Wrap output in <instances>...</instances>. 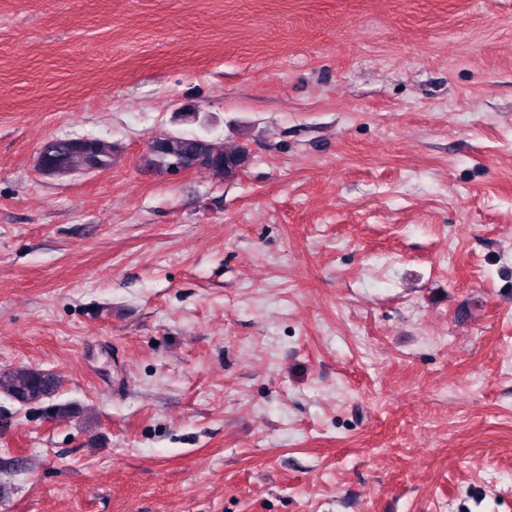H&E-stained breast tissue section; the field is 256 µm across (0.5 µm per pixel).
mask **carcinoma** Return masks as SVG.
Here are the masks:
<instances>
[{
    "label": "carcinoma",
    "instance_id": "cac0c4a2",
    "mask_svg": "<svg viewBox=\"0 0 512 512\" xmlns=\"http://www.w3.org/2000/svg\"><path fill=\"white\" fill-rule=\"evenodd\" d=\"M51 162V172L89 173L112 165V143L101 138H52L41 147ZM208 156L206 168L233 177L245 166L247 151L241 147L226 151L218 143L200 135L169 134L148 148L147 165L155 170L171 172L193 165ZM59 389L57 377L48 371L18 366L0 374V392L23 404H37L53 396Z\"/></svg>",
    "mask_w": 512,
    "mask_h": 512
}]
</instances>
